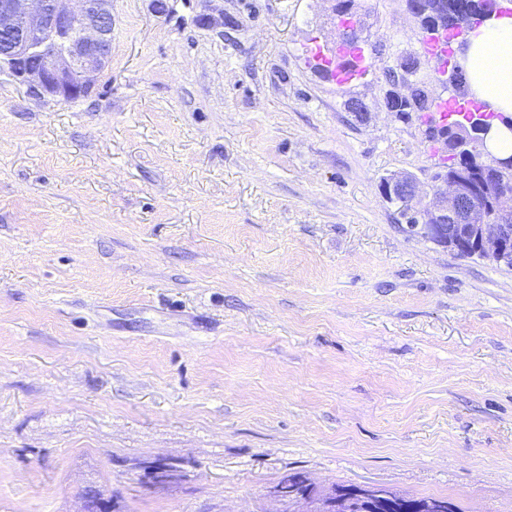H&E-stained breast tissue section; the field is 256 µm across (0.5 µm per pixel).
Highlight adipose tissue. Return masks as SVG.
I'll use <instances>...</instances> for the list:
<instances>
[{
	"instance_id": "ef3b65f1",
	"label": "adipose tissue",
	"mask_w": 512,
	"mask_h": 512,
	"mask_svg": "<svg viewBox=\"0 0 512 512\" xmlns=\"http://www.w3.org/2000/svg\"><path fill=\"white\" fill-rule=\"evenodd\" d=\"M466 87L504 116H512V16L487 21L471 34L459 59Z\"/></svg>"
}]
</instances>
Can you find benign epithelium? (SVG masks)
<instances>
[{
    "instance_id": "benign-epithelium-1",
    "label": "benign epithelium",
    "mask_w": 512,
    "mask_h": 512,
    "mask_svg": "<svg viewBox=\"0 0 512 512\" xmlns=\"http://www.w3.org/2000/svg\"><path fill=\"white\" fill-rule=\"evenodd\" d=\"M448 0H414L412 14L441 15ZM0 71L7 70L31 93L62 101L87 96L110 60L112 0H0ZM385 108L389 112L425 86L411 59L387 68ZM495 128L483 124L466 135L481 149L485 182L478 188L464 178L443 176L422 189L410 174L380 179L379 189L409 231L420 233L464 257L479 256L512 270V156L495 154L487 142ZM493 193L494 218L481 204V191ZM309 490L291 500L286 512H350L351 503L334 489L305 480Z\"/></svg>"
}]
</instances>
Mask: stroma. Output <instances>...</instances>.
I'll return each instance as SVG.
<instances>
[{"label":"stroma","instance_id":"stroma-1","mask_svg":"<svg viewBox=\"0 0 512 512\" xmlns=\"http://www.w3.org/2000/svg\"><path fill=\"white\" fill-rule=\"evenodd\" d=\"M335 3L112 0L88 97L0 74V512H281L294 471L512 512V271L382 198L438 162L383 71L434 63L355 0L372 66L327 78ZM351 59V65L345 69L337 67V63L344 57ZM307 63L319 70L325 71L336 81L344 83L362 78L369 71L371 63L365 50L361 48L347 49L336 46V49L328 43L323 45L315 43L307 51Z\"/></svg>","mask_w":512,"mask_h":512}]
</instances>
